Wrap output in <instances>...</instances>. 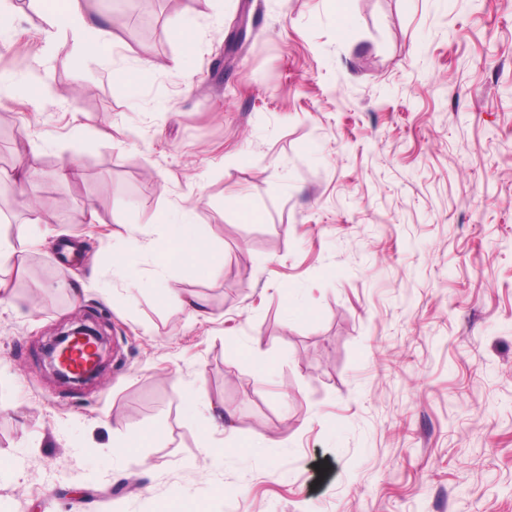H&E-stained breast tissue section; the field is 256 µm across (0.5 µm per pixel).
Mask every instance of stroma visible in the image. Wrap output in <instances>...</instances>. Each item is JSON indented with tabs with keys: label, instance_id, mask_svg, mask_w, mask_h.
Here are the masks:
<instances>
[{
	"label": "stroma",
	"instance_id": "obj_1",
	"mask_svg": "<svg viewBox=\"0 0 512 512\" xmlns=\"http://www.w3.org/2000/svg\"><path fill=\"white\" fill-rule=\"evenodd\" d=\"M11 3L0 512H512V0H158L93 60ZM183 207L222 266L160 270ZM91 327L84 321H73L68 328L62 329L56 333L54 342L43 349V354L51 358L52 369L50 370L54 378L59 382L63 379L74 383H83L91 378H98L106 366L100 362L101 336L105 333L96 324ZM82 345L88 350V361L83 367L76 371L73 370L68 362L69 354L75 345ZM58 361V366L55 364ZM66 372H70L71 376Z\"/></svg>",
	"mask_w": 512,
	"mask_h": 512
}]
</instances>
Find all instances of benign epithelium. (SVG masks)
Returning a JSON list of instances; mask_svg holds the SVG:
<instances>
[{
	"instance_id": "1",
	"label": "benign epithelium",
	"mask_w": 512,
	"mask_h": 512,
	"mask_svg": "<svg viewBox=\"0 0 512 512\" xmlns=\"http://www.w3.org/2000/svg\"><path fill=\"white\" fill-rule=\"evenodd\" d=\"M104 332L84 321H74L68 328L56 333L54 342L43 353L58 364L51 373L56 380L83 383L97 378L104 371L101 364V336Z\"/></svg>"
}]
</instances>
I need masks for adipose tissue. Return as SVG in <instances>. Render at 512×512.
<instances>
[{
    "label": "adipose tissue",
    "mask_w": 512,
    "mask_h": 512,
    "mask_svg": "<svg viewBox=\"0 0 512 512\" xmlns=\"http://www.w3.org/2000/svg\"><path fill=\"white\" fill-rule=\"evenodd\" d=\"M91 5L92 0H62L61 8L52 14L57 38L70 43L73 52L88 60L96 59L116 45L114 21L94 20L90 15ZM168 223L171 233L157 245V252H173L184 262H222V254L216 253L209 243L207 227L196 223L191 210H179Z\"/></svg>",
    "instance_id": "1"
}]
</instances>
